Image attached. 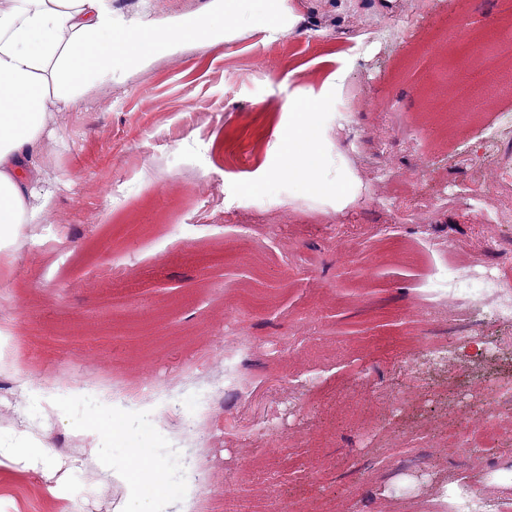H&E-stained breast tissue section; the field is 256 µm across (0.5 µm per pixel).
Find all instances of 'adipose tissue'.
Returning a JSON list of instances; mask_svg holds the SVG:
<instances>
[{
    "mask_svg": "<svg viewBox=\"0 0 512 512\" xmlns=\"http://www.w3.org/2000/svg\"><path fill=\"white\" fill-rule=\"evenodd\" d=\"M195 18L133 19L112 0H10L0 8V253L42 220L50 193L35 192L48 105L74 107L91 84L112 82L130 57L195 36ZM122 42H114L116 34Z\"/></svg>",
    "mask_w": 512,
    "mask_h": 512,
    "instance_id": "obj_1",
    "label": "adipose tissue"
}]
</instances>
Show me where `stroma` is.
Listing matches in <instances>:
<instances>
[{"label":"stroma","instance_id":"stroma-1","mask_svg":"<svg viewBox=\"0 0 512 512\" xmlns=\"http://www.w3.org/2000/svg\"><path fill=\"white\" fill-rule=\"evenodd\" d=\"M285 2L298 21L272 35L263 0L223 20L210 0H115L229 34L129 62L52 115L36 185L51 204L0 258V440L25 446L0 461V512H178L190 441L112 396L192 409L226 355L237 387L206 415L201 512H448L458 473L512 494L511 439L450 437L492 427L485 397L512 357L429 355L465 327L449 261L512 286V223L496 220L512 212V98L466 107L452 140L440 117L491 76L451 18L512 41L497 24L512 0ZM301 94L318 150L304 177L288 164ZM89 459L128 481L87 483Z\"/></svg>","mask_w":512,"mask_h":512}]
</instances>
